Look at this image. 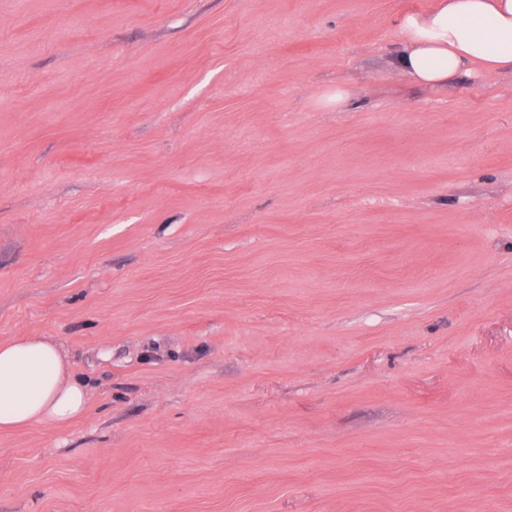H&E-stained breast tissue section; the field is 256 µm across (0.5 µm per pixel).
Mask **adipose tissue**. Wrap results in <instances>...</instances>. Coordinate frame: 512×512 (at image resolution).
<instances>
[{
    "label": "adipose tissue",
    "mask_w": 512,
    "mask_h": 512,
    "mask_svg": "<svg viewBox=\"0 0 512 512\" xmlns=\"http://www.w3.org/2000/svg\"><path fill=\"white\" fill-rule=\"evenodd\" d=\"M395 66L415 83L441 85L482 67L512 71V0H437L400 19ZM65 347L51 336L0 342V431L65 425L86 410Z\"/></svg>",
    "instance_id": "ef3b65f1"
}]
</instances>
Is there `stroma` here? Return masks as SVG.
Listing matches in <instances>:
<instances>
[{"label":"stroma","mask_w":512,"mask_h":512,"mask_svg":"<svg viewBox=\"0 0 512 512\" xmlns=\"http://www.w3.org/2000/svg\"><path fill=\"white\" fill-rule=\"evenodd\" d=\"M435 3L0 0V341L89 394L0 512H512V72H394Z\"/></svg>","instance_id":"35a3bbf8"}]
</instances>
